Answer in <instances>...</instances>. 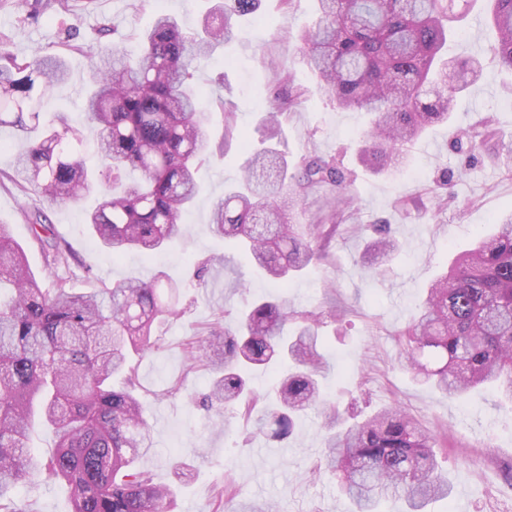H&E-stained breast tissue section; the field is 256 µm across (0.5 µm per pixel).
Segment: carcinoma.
Returning <instances> with one entry per match:
<instances>
[{"mask_svg":"<svg viewBox=\"0 0 512 512\" xmlns=\"http://www.w3.org/2000/svg\"><path fill=\"white\" fill-rule=\"evenodd\" d=\"M456 0H315L317 22L302 31L300 49L319 77L318 88L344 109L372 115L363 154L376 173L398 167L407 146L430 126L445 122L467 81L451 78L446 57L457 21ZM497 64L512 71V0H490ZM257 0H219L186 32L159 13L132 54L119 42L105 46L84 102V119L98 127L99 172L83 158L82 131L64 115L50 123L39 99L67 79L61 57L32 59L0 47V128L23 134L15 155V180L33 194L31 232L52 264L73 256L36 203L77 200L102 187V201L87 224L119 259L138 250L155 253L182 236L184 216L199 193L198 166L210 152L208 118L198 108L197 65L230 40L235 16L255 11ZM270 101L267 122L296 100ZM467 131L471 149L493 136ZM295 172L273 149L257 151L242 182L212 209L210 231L240 247L274 288L313 263L328 248L352 207L351 181L332 158L299 156ZM318 187L335 193L337 207L316 224H294L299 204ZM386 261L396 250L390 227L371 243ZM0 512H27L15 488L34 478L68 486L71 512H173L175 489L137 466L154 448L144 400L176 395L174 383L151 395L141 391L135 356L157 347L156 324L177 315V285L129 277L89 291L63 282L44 288L22 247L0 224ZM296 326L283 335L287 323ZM321 314L288 308L277 294L255 300L235 327L211 329L206 343L189 338L190 364L213 372L207 402L246 403L256 430L290 436L304 412L324 403L327 365L318 334ZM407 366L422 381L464 401L472 389L490 387L512 402V214L460 252L428 289V298L403 332ZM288 363L275 396L250 388L246 371ZM54 434L53 451L28 446L35 422ZM439 440L394 405L347 424L336 407L325 413L326 466L356 512H378L402 497L408 512L448 497V477L438 465Z\"/></svg>","mask_w":512,"mask_h":512,"instance_id":"obj_1","label":"carcinoma"}]
</instances>
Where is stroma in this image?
<instances>
[{
	"label": "stroma",
	"mask_w": 512,
	"mask_h": 512,
	"mask_svg": "<svg viewBox=\"0 0 512 512\" xmlns=\"http://www.w3.org/2000/svg\"><path fill=\"white\" fill-rule=\"evenodd\" d=\"M213 4L73 0L69 8L59 9L34 0L28 14L0 4V36H7V48L17 56L63 57L68 78L44 97L42 109L65 113L91 146L97 130L83 120L84 90L98 60L100 28H113L115 39L133 51L158 12L194 29ZM315 20L313 0H293L289 6L260 0L254 14L237 18L235 39L200 64L195 81L206 92L201 105L209 114L212 139L221 140L224 134V99L235 105L237 136L223 154L201 165L200 192L176 245L153 256L131 252L113 259L86 222L98 200L92 194L44 208L75 253L57 273L75 289L100 288L126 277L149 280L162 272L180 287V315L157 328L158 348L138 367L142 384L153 390L177 377L183 381L176 396L149 402L146 419L155 448L140 461L157 482L176 486L177 506L237 512L241 503L256 500L277 504L279 512H351L336 478L320 468L322 407L308 410L288 440L255 433L234 407L204 409L211 373L188 368L182 352L184 340L206 338L216 311H223L224 325H232L253 297L265 291L244 254L208 229L214 204L239 181L252 152L272 146L291 162L303 154L335 158L350 178L359 211L343 219L329 258L293 278L282 292L294 310L334 308L344 313L319 328L327 343V400L363 415L395 404L439 434L437 454L448 472L451 494L433 503L429 512H512V404L488 388L475 390L463 404L448 400L414 378L400 341L401 331L453 255L473 245L496 217L512 211V73L493 59L496 31L477 8L457 23L448 54L460 62L480 56L482 78L458 95L450 121L429 127L409 145L407 164L380 175L360 160L368 115L340 109L319 93L317 77L301 53L280 39L281 33L312 26ZM71 28L78 29L83 50L66 46L64 34ZM282 70L293 77L282 94L295 86L306 96L272 131L265 121V97L274 74ZM486 118L497 132L498 156L458 147L462 129ZM243 135L249 139L245 148L239 141ZM12 161V153H0V224L8 225L39 273L46 265L45 253L31 234L28 198L12 179ZM447 173L453 176L455 196L439 206L434 196ZM401 196L407 206H398ZM382 220L391 224L402 246L383 268L367 254L366 236L354 231L355 225ZM216 253L224 256L223 268L207 267ZM225 485L233 487L236 498L214 501V488ZM18 497L31 512H71L69 491L61 484L25 486Z\"/></svg>",
	"instance_id": "35a3bbf8"
}]
</instances>
